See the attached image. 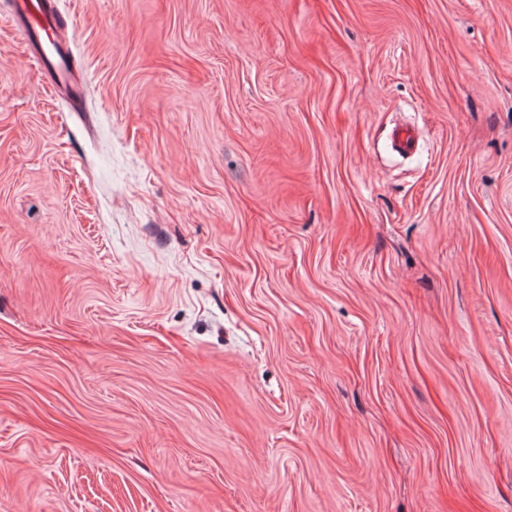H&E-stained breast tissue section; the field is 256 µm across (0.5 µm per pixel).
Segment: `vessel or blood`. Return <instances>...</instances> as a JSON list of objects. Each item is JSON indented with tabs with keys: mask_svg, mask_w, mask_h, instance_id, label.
<instances>
[{
	"mask_svg": "<svg viewBox=\"0 0 512 512\" xmlns=\"http://www.w3.org/2000/svg\"><path fill=\"white\" fill-rule=\"evenodd\" d=\"M9 16L30 55L45 71L54 93L74 102L82 100L81 86L66 70L68 46L57 35L61 17L44 10L40 0H9Z\"/></svg>",
	"mask_w": 512,
	"mask_h": 512,
	"instance_id": "obj_1",
	"label": "vessel or blood"
}]
</instances>
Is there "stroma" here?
<instances>
[{
    "instance_id": "stroma-1",
    "label": "stroma",
    "mask_w": 512,
    "mask_h": 512,
    "mask_svg": "<svg viewBox=\"0 0 512 512\" xmlns=\"http://www.w3.org/2000/svg\"><path fill=\"white\" fill-rule=\"evenodd\" d=\"M48 2L76 108L0 8V512H512V0Z\"/></svg>"
}]
</instances>
